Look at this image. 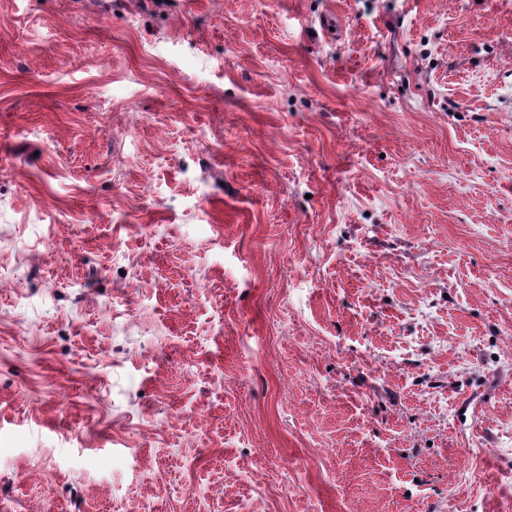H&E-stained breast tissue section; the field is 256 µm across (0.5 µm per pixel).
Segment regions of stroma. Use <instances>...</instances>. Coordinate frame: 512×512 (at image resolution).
Listing matches in <instances>:
<instances>
[{"label": "stroma", "instance_id": "obj_1", "mask_svg": "<svg viewBox=\"0 0 512 512\" xmlns=\"http://www.w3.org/2000/svg\"><path fill=\"white\" fill-rule=\"evenodd\" d=\"M0 512H512V0H0Z\"/></svg>", "mask_w": 512, "mask_h": 512}]
</instances>
